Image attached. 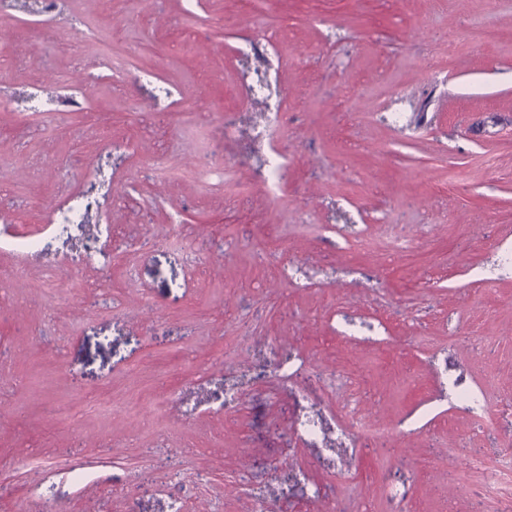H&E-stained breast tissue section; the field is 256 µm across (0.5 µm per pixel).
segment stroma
Instances as JSON below:
<instances>
[{
	"instance_id": "1",
	"label": "stroma",
	"mask_w": 512,
	"mask_h": 512,
	"mask_svg": "<svg viewBox=\"0 0 512 512\" xmlns=\"http://www.w3.org/2000/svg\"><path fill=\"white\" fill-rule=\"evenodd\" d=\"M64 8L99 41L63 53L17 14L0 94L59 98L103 40L131 57L151 44L154 78L98 77L85 109L49 122L0 110L12 231L50 236L45 208L86 194L98 169L120 245L110 267L55 282L44 256L0 250V512L23 498L30 512H251L273 485L288 512H512V482L493 491L468 471L512 446V272L479 274L512 245V0H272L254 20L245 0ZM248 33L280 59L277 197L252 163L194 172L252 145L224 138L225 122H252ZM153 85L182 113L134 109L133 88ZM108 132L124 154L105 153ZM396 239L410 256L390 252ZM291 261L316 278L283 279ZM275 339L302 362L286 388L257 365ZM439 353L492 421L446 397ZM215 379L247 380L244 397L209 403ZM311 388L337 427L358 411L391 435L328 459L296 428ZM185 389L190 415L172 400Z\"/></svg>"
}]
</instances>
